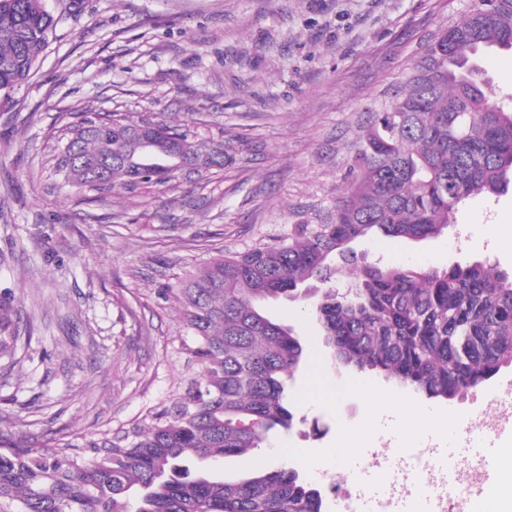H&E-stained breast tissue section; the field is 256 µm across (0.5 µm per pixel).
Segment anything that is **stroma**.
I'll use <instances>...</instances> for the list:
<instances>
[{"label": "stroma", "mask_w": 512, "mask_h": 512, "mask_svg": "<svg viewBox=\"0 0 512 512\" xmlns=\"http://www.w3.org/2000/svg\"><path fill=\"white\" fill-rule=\"evenodd\" d=\"M474 0H46L59 24L31 78L0 102V300L31 338L0 367V429L41 440L142 419L190 373L180 353L176 283L214 255L270 243L293 224L331 221L353 163L352 144L391 100L411 63ZM151 115L205 138L230 139L224 170L90 201L40 168L49 139L78 112ZM512 189L460 204L439 236L363 237L366 263L448 268L467 259L512 271ZM308 355L288 383L293 427L269 435L225 477L282 465L325 488L346 461L337 435L366 422L357 389L395 403L470 410L335 364L305 300L268 303Z\"/></svg>", "instance_id": "obj_1"}]
</instances>
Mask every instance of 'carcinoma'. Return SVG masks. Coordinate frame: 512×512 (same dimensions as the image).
<instances>
[{
    "label": "carcinoma",
    "mask_w": 512,
    "mask_h": 512,
    "mask_svg": "<svg viewBox=\"0 0 512 512\" xmlns=\"http://www.w3.org/2000/svg\"><path fill=\"white\" fill-rule=\"evenodd\" d=\"M58 20L43 0H0V96L25 84ZM512 51V0H476L439 29L392 101L353 146L346 196L330 224H293L279 240L216 257L158 295L174 297L198 372L146 410V422L51 443L0 430V512H322L323 496L292 466L227 480L213 464L250 456L294 413L287 379L306 347L260 304L313 298L333 360L376 371L429 399L453 400L512 366V273L460 261L446 270L361 265L368 235L424 240L454 223L465 200L512 182V108L491 99L480 57ZM174 147L224 169V141L122 112H83L49 158L86 199L164 186L176 175L140 150ZM356 275L357 296L319 287ZM31 342L0 304V361Z\"/></svg>",
    "instance_id": "cac0c4a2"
}]
</instances>
